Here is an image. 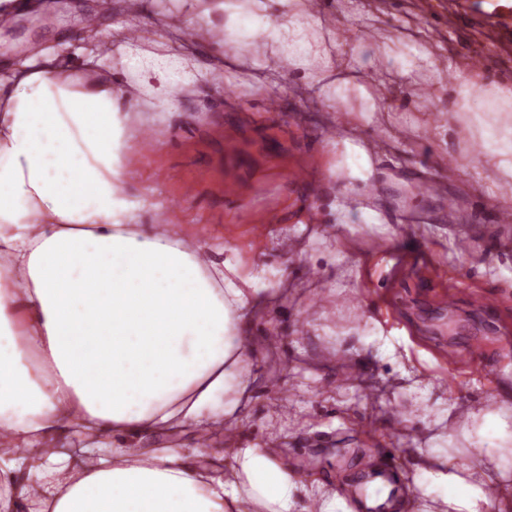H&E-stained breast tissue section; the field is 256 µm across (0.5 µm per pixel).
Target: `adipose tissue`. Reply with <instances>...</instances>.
Returning a JSON list of instances; mask_svg holds the SVG:
<instances>
[{
    "label": "adipose tissue",
    "instance_id": "obj_1",
    "mask_svg": "<svg viewBox=\"0 0 512 512\" xmlns=\"http://www.w3.org/2000/svg\"><path fill=\"white\" fill-rule=\"evenodd\" d=\"M160 11L190 40L156 51L87 26L92 44L66 62L56 48L0 66V434L28 452L0 467V512H347L336 492L305 485L265 443L218 449L229 470L174 448L143 451L145 435L235 421L251 384L252 318L267 302L262 274L240 275L236 249L169 224H147L129 195L132 115L166 119L174 89L216 84L229 64L288 66L338 125L396 98L393 74L431 67L393 43L362 44L374 89L348 68L346 41L320 35L307 0H179ZM459 83L456 109L472 112L473 161L512 184V90L485 86L479 109ZM349 224H378L356 180H368L365 147L345 141ZM505 410L473 411L457 431L463 454L423 448L412 496L389 512H499L512 476ZM91 433L79 465L55 446L61 432ZM43 474L34 486L21 470Z\"/></svg>",
    "mask_w": 512,
    "mask_h": 512
}]
</instances>
